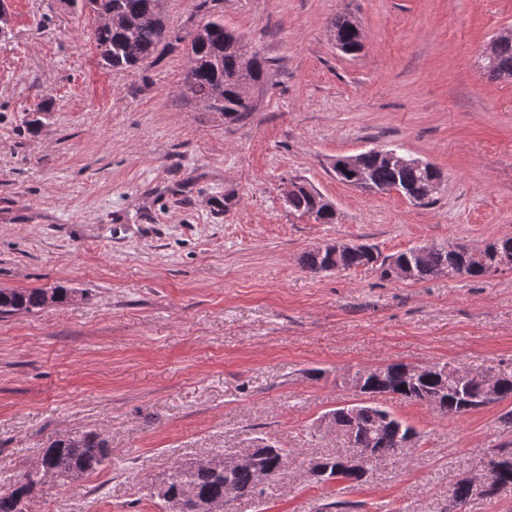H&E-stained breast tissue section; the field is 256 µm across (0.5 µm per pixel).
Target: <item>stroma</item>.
<instances>
[{"label":"stroma","instance_id":"35a3bbf8","mask_svg":"<svg viewBox=\"0 0 512 512\" xmlns=\"http://www.w3.org/2000/svg\"><path fill=\"white\" fill-rule=\"evenodd\" d=\"M6 4L0 289L76 296L0 318V486L52 439L93 432L108 463L37 488L29 512H160L152 488L174 463L262 438L288 467L231 512H446L451 483L512 445V400L450 417L382 397L418 437L354 484L310 476V458L344 451L315 424L357 402L347 377L362 369L512 371V269L413 282L315 275L300 257L331 240L387 256L512 236V79L481 67L512 0H212L270 64L233 124L183 95L184 45L115 72L71 0ZM339 14L363 29L357 55L330 38ZM386 145L441 169L430 205L337 180L336 157ZM291 180L332 201L335 223L291 215Z\"/></svg>","mask_w":512,"mask_h":512}]
</instances>
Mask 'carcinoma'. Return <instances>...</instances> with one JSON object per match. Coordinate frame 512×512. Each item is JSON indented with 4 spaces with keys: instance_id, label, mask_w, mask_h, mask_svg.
Segmentation results:
<instances>
[{
    "instance_id": "obj_1",
    "label": "carcinoma",
    "mask_w": 512,
    "mask_h": 512,
    "mask_svg": "<svg viewBox=\"0 0 512 512\" xmlns=\"http://www.w3.org/2000/svg\"><path fill=\"white\" fill-rule=\"evenodd\" d=\"M81 10L104 20L94 32V44L101 64L109 70H127L150 59L159 45H171L189 40L188 66L184 85L191 99L203 104L211 112L224 116V121L234 123L248 118L254 111L249 101V89L262 87L267 80L266 60L259 52L252 53L248 67H243L239 52L240 38L224 26V19L208 15L187 35L174 36L167 28L160 0H78ZM330 32L347 55H355L363 48L352 20L338 15L331 22ZM488 79L512 78V36L504 41L496 56L484 60ZM363 171L373 188L381 193L394 187L419 193L427 182L441 174L431 163L423 166L416 159L399 168L389 165L375 155L363 160ZM289 213L300 218L309 216L320 224H332L336 213L323 210L317 201V192L302 184L292 194ZM411 247L389 256H381L372 245L362 244L344 248L336 253L312 249L302 256V267L313 274L323 273L330 266L341 271L372 268L380 278H391V267L407 265L413 268V280L424 281L437 275L442 267L453 268L466 263L465 277L481 278L485 269L495 263V256L475 250L464 257L450 245L434 244L419 258ZM53 295L56 304L75 297L68 288H34L0 290V317L17 313H30L48 305L47 295ZM366 385L371 393H392L418 404H427L426 395L447 386L434 409L443 414L461 416L484 404L483 388L475 383H458L454 378L443 379L434 371L412 377L404 364L388 365L380 370H364ZM336 433L343 437L350 449H368L382 461L401 453L402 440L417 435L408 423L394 417L377 405H361L350 416L339 409L329 411ZM110 457L105 439L95 433H85L53 440L42 452L40 459L25 470L7 487H0V512H28L32 492L39 486L52 482L71 485L99 471ZM344 455L324 457L320 462L336 471L338 479L351 483L364 480L365 474L340 469ZM288 449L271 444L257 443L244 450V461L230 476L202 461L178 462L171 466L160 481L161 489L153 493L159 500L162 512H173L171 501L185 491L194 498L182 502L178 512H205L213 501L224 499L225 484L231 483L238 496L256 494V472L265 470L278 476L286 469ZM512 486V463L492 471L490 495Z\"/></svg>"
}]
</instances>
